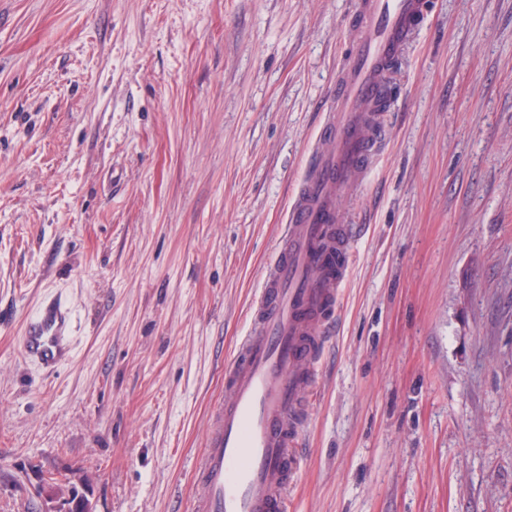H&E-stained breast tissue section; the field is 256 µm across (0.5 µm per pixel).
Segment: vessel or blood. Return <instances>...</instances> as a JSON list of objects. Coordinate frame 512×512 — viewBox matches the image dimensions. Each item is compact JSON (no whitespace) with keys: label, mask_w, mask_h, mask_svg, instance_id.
<instances>
[{"label":"vessel or blood","mask_w":512,"mask_h":512,"mask_svg":"<svg viewBox=\"0 0 512 512\" xmlns=\"http://www.w3.org/2000/svg\"><path fill=\"white\" fill-rule=\"evenodd\" d=\"M428 7V0H356L336 91L250 307V329L225 369L226 398L216 410L214 432L194 463L192 512L290 508L300 410L316 386L359 231L333 199L360 188L380 160L395 100L388 65L403 59ZM71 327L67 306L44 304L25 327V356L49 368L63 363Z\"/></svg>","instance_id":"obj_1"}]
</instances>
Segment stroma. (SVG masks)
<instances>
[{"label": "stroma", "mask_w": 512, "mask_h": 512, "mask_svg": "<svg viewBox=\"0 0 512 512\" xmlns=\"http://www.w3.org/2000/svg\"><path fill=\"white\" fill-rule=\"evenodd\" d=\"M354 2L0 0V512H191ZM384 138L291 512H512V0H429ZM71 327L67 306L58 300L44 304L25 327V356L49 368L63 363L69 357Z\"/></svg>", "instance_id": "1"}]
</instances>
